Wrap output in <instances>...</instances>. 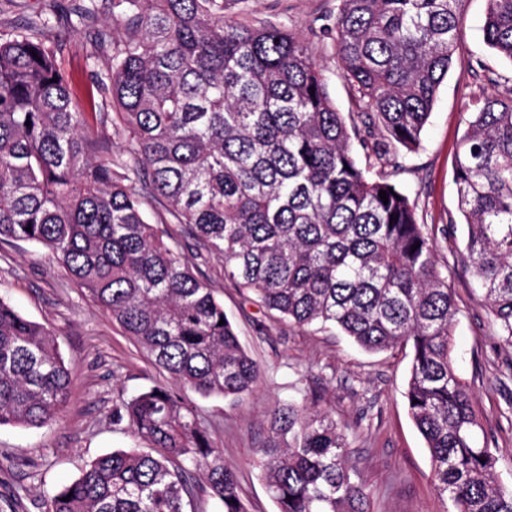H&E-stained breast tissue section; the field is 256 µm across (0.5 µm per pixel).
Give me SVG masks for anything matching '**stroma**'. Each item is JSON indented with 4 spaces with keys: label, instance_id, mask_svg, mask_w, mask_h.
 Masks as SVG:
<instances>
[{
    "label": "stroma",
    "instance_id": "obj_1",
    "mask_svg": "<svg viewBox=\"0 0 512 512\" xmlns=\"http://www.w3.org/2000/svg\"><path fill=\"white\" fill-rule=\"evenodd\" d=\"M340 0H224V15L302 34L326 77L338 111H356L336 60L334 22ZM486 0H466L459 54L440 86L418 149L405 153L393 180L415 200L437 246L457 306L452 356L468 385L485 436L499 450V477L512 486V344L500 336L465 269V226L458 223L455 150L472 103L489 89L487 72L512 80V61L484 41ZM93 29L75 25L57 56L78 97L103 66L92 65ZM173 246L195 275L209 283L240 342L260 368L257 389L237 399L186 391L202 426L238 476L247 512H277L257 453L269 436L274 406L318 400L350 427L351 465L363 476L371 512H443L431 479L426 442L404 393L410 348L369 353L337 331L276 323L224 276L214 255L197 249L187 225L176 224ZM0 298L25 318L52 330L73 383L59 420L39 429L0 427V512H46L49 497L77 479L98 456L144 447L127 425L112 422L121 400L168 375L70 279L46 249L0 240Z\"/></svg>",
    "mask_w": 512,
    "mask_h": 512
}]
</instances>
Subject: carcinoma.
<instances>
[{
	"instance_id": "obj_1",
	"label": "carcinoma",
	"mask_w": 512,
	"mask_h": 512,
	"mask_svg": "<svg viewBox=\"0 0 512 512\" xmlns=\"http://www.w3.org/2000/svg\"><path fill=\"white\" fill-rule=\"evenodd\" d=\"M464 0H341L336 57L362 112L347 124L304 38L224 18V0H79L112 112L78 106L54 7L0 33V239L47 248L173 381L252 392L259 368L213 289L166 242L144 196L189 226L276 318L339 328L361 349L409 345L406 398L448 512H512L497 450L456 372V307L416 203L371 159L419 147L458 50ZM486 44L512 61V0H487ZM128 138L117 160L107 126ZM364 158H359V155ZM466 268L512 341V86L478 100L455 159ZM387 192L388 203L380 199ZM395 221H390V218ZM416 250H411L412 246ZM72 377L55 334L0 298V426L59 418ZM149 450L92 460L47 512H246L235 470L193 407L155 386L113 408ZM259 449L278 512H371L346 426L305 398Z\"/></svg>"
}]
</instances>
